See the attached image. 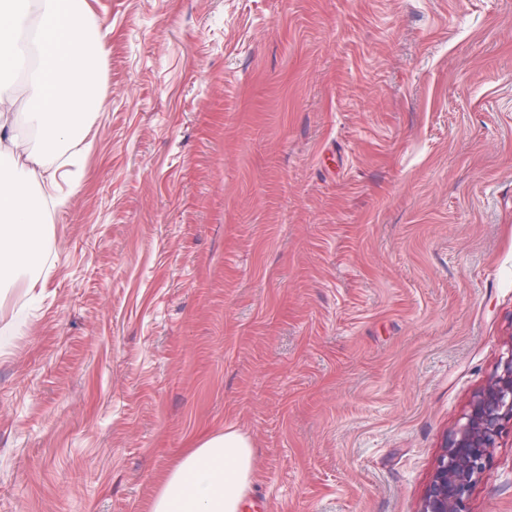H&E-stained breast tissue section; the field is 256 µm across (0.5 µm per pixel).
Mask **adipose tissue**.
Listing matches in <instances>:
<instances>
[{
	"instance_id": "obj_1",
	"label": "adipose tissue",
	"mask_w": 512,
	"mask_h": 512,
	"mask_svg": "<svg viewBox=\"0 0 512 512\" xmlns=\"http://www.w3.org/2000/svg\"><path fill=\"white\" fill-rule=\"evenodd\" d=\"M106 48L85 26V0H0V74L27 71L25 118L52 150L88 135L86 117L103 98L97 75ZM36 66H28L30 56ZM15 100L0 89V288L34 276L42 262L46 195L28 184L53 181L42 150L15 131ZM250 438L228 427L202 439L165 476L150 512H241L255 480Z\"/></svg>"
}]
</instances>
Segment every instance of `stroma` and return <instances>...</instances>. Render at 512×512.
<instances>
[{"instance_id":"1","label":"stroma","mask_w":512,"mask_h":512,"mask_svg":"<svg viewBox=\"0 0 512 512\" xmlns=\"http://www.w3.org/2000/svg\"><path fill=\"white\" fill-rule=\"evenodd\" d=\"M82 179L0 296V512H148L233 427L245 512H421L512 351V0H87ZM469 512H512V423Z\"/></svg>"}]
</instances>
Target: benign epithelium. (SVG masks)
<instances>
[{"label": "benign epithelium", "mask_w": 512, "mask_h": 512, "mask_svg": "<svg viewBox=\"0 0 512 512\" xmlns=\"http://www.w3.org/2000/svg\"><path fill=\"white\" fill-rule=\"evenodd\" d=\"M512 422V352L476 395L468 414L446 443L427 490L422 512H468L467 501L490 449Z\"/></svg>", "instance_id": "1"}]
</instances>
